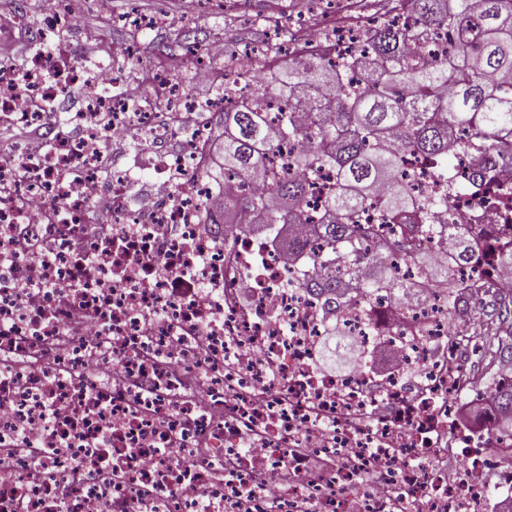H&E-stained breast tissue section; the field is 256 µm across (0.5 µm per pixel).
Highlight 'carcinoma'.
Segmentation results:
<instances>
[{"instance_id":"obj_1","label":"carcinoma","mask_w":512,"mask_h":512,"mask_svg":"<svg viewBox=\"0 0 512 512\" xmlns=\"http://www.w3.org/2000/svg\"><path fill=\"white\" fill-rule=\"evenodd\" d=\"M402 24L383 23L368 33V47L344 64L322 57L285 56L279 66L288 99L269 89L227 102L219 113L224 126L219 174L250 180L251 193L224 204L220 223L241 208L251 212L254 230L279 236L288 230L286 259L303 268L301 285L333 316L329 335L340 336L342 314L352 304L390 293L399 307L420 298L421 284L396 277L397 264L369 242L391 227L400 260L424 268L441 282L454 267L469 263L473 243L467 225L450 212L448 192L426 206L415 204L398 170L405 154L448 165L459 152L471 158L469 188L479 189L499 163H512V0H398ZM448 28L445 57L414 54L411 45L428 32ZM364 83L357 90L349 81ZM280 114L279 138L302 139L288 175L276 171L278 150L269 114ZM335 170L309 252L293 234L308 221L306 199L324 167ZM381 201L382 222L360 223L363 205ZM453 241L454 266L437 265L429 245L438 236ZM496 321L481 325L488 363L512 360V297L486 289ZM469 302L448 296V321L468 315ZM494 427L512 431V383L495 390Z\"/></svg>"}]
</instances>
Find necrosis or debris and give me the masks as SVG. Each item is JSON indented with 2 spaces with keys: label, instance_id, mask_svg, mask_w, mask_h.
Here are the masks:
<instances>
[{
  "label": "necrosis or debris",
  "instance_id": "necrosis-or-debris-1",
  "mask_svg": "<svg viewBox=\"0 0 512 512\" xmlns=\"http://www.w3.org/2000/svg\"><path fill=\"white\" fill-rule=\"evenodd\" d=\"M52 2L34 27L24 8L0 14V35L27 45L0 57V129L46 143L0 147V512H299L304 499L310 512H394L399 499L478 512L482 450L512 434L460 419L469 381L448 292L512 284L493 258L512 244V211L469 189L468 154L450 171L410 154L399 174L419 201L456 184L471 263L452 288L428 284L407 322L386 295L344 313L348 337L396 352L392 374L322 372L325 316L300 268L246 220L214 221L215 200L252 189L198 176L222 100L187 94L172 66L143 74L137 34L159 21L134 11L122 56L47 54L80 27L75 0ZM358 2L282 52L343 62L377 24ZM457 448L462 476L446 464ZM326 459L324 480L301 482ZM259 468L279 481L254 488Z\"/></svg>",
  "mask_w": 512,
  "mask_h": 512
}]
</instances>
